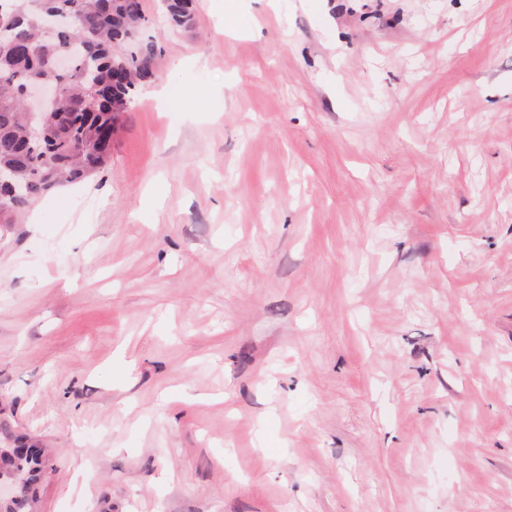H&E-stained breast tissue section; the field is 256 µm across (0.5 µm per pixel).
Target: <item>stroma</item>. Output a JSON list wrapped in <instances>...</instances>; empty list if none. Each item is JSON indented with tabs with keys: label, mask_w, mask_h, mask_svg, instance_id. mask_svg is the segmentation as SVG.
Listing matches in <instances>:
<instances>
[{
	"label": "stroma",
	"mask_w": 512,
	"mask_h": 512,
	"mask_svg": "<svg viewBox=\"0 0 512 512\" xmlns=\"http://www.w3.org/2000/svg\"><path fill=\"white\" fill-rule=\"evenodd\" d=\"M107 165L0 224L39 512H512V0H143ZM164 13L169 26L187 27L193 18V0H164Z\"/></svg>",
	"instance_id": "obj_1"
}]
</instances>
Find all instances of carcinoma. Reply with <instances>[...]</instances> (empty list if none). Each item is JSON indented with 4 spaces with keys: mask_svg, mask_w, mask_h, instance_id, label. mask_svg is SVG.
Returning a JSON list of instances; mask_svg holds the SVG:
<instances>
[{
    "mask_svg": "<svg viewBox=\"0 0 512 512\" xmlns=\"http://www.w3.org/2000/svg\"><path fill=\"white\" fill-rule=\"evenodd\" d=\"M4 18L11 48L0 50V169L20 189L12 197L0 188V224H15L25 210L61 186L90 178L112 153V133L133 103L137 88L155 80L158 46L140 40L146 18L142 0H10ZM169 26L182 28L193 18V0H164ZM66 13L73 26L49 29L44 17ZM66 49L71 67L57 71L56 54ZM48 77L59 85L65 102L43 112L44 140L32 138L20 90ZM14 438L16 446L0 452V471L19 473L31 490L53 470L44 451ZM37 497L1 503L0 512H36Z\"/></svg>",
    "mask_w": 512,
    "mask_h": 512,
    "instance_id": "obj_1",
    "label": "carcinoma"
}]
</instances>
